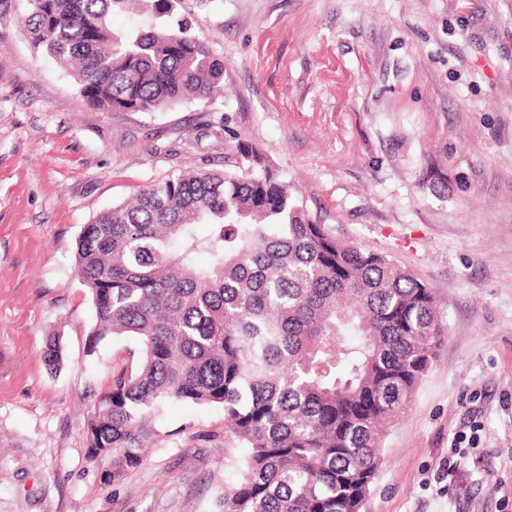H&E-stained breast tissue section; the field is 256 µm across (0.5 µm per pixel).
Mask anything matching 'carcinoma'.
Instances as JSON below:
<instances>
[{"label": "carcinoma", "mask_w": 512, "mask_h": 512, "mask_svg": "<svg viewBox=\"0 0 512 512\" xmlns=\"http://www.w3.org/2000/svg\"><path fill=\"white\" fill-rule=\"evenodd\" d=\"M24 3L31 47L102 112L224 95V57L178 12L180 0ZM116 11L148 21L115 30ZM75 267L94 339L138 345L95 404L91 453L119 481L159 441L160 404L220 406L224 467L235 474L223 512H361L388 426L446 334L430 288L315 220L243 142L223 169L175 171L84 225ZM61 360L52 337L45 362ZM235 442L246 459L233 456Z\"/></svg>", "instance_id": "1"}]
</instances>
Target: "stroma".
<instances>
[{
  "instance_id": "1",
  "label": "stroma",
  "mask_w": 512,
  "mask_h": 512,
  "mask_svg": "<svg viewBox=\"0 0 512 512\" xmlns=\"http://www.w3.org/2000/svg\"><path fill=\"white\" fill-rule=\"evenodd\" d=\"M180 10L224 58L223 97L102 112L32 52L22 0H0V512H220L222 408L163 404L161 441L120 482L92 455L95 403L137 344L92 343L74 266L84 224L241 142L439 301L447 334L361 512H512V0Z\"/></svg>"
}]
</instances>
